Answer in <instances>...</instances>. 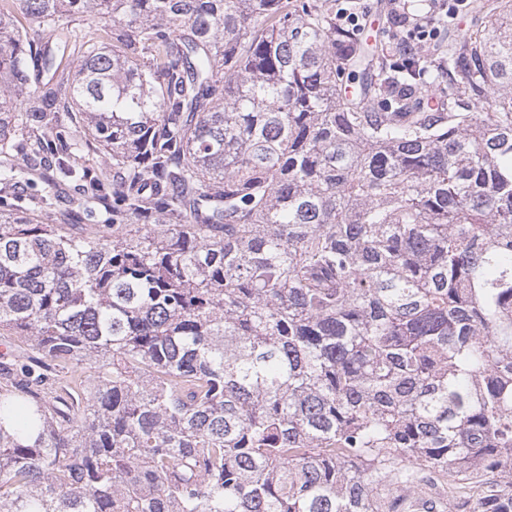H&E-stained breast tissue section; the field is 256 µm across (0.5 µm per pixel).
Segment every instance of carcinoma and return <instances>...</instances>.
<instances>
[{"label": "carcinoma", "mask_w": 512, "mask_h": 512, "mask_svg": "<svg viewBox=\"0 0 512 512\" xmlns=\"http://www.w3.org/2000/svg\"><path fill=\"white\" fill-rule=\"evenodd\" d=\"M466 8L405 66L336 0H0V512H512V0Z\"/></svg>", "instance_id": "cac0c4a2"}]
</instances>
